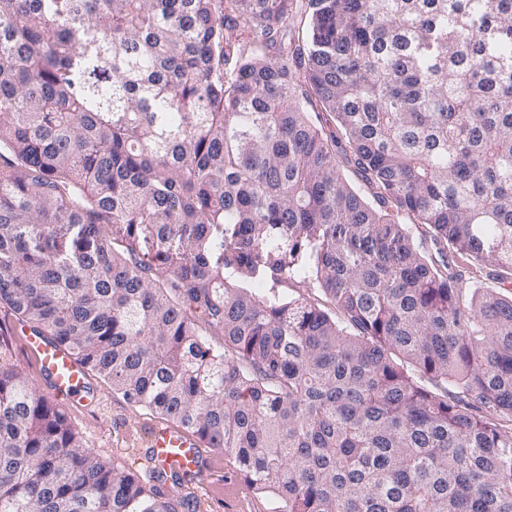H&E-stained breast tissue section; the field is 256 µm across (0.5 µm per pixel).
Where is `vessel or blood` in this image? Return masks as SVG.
Listing matches in <instances>:
<instances>
[{
  "label": "vessel or blood",
  "mask_w": 512,
  "mask_h": 512,
  "mask_svg": "<svg viewBox=\"0 0 512 512\" xmlns=\"http://www.w3.org/2000/svg\"><path fill=\"white\" fill-rule=\"evenodd\" d=\"M26 345L48 379L51 396L62 403L77 401L86 388V376L69 351L36 337L27 338ZM150 447L157 462L192 471L206 458L198 437L172 425L156 429Z\"/></svg>",
  "instance_id": "vessel-or-blood-1"
}]
</instances>
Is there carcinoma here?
Segmentation results:
<instances>
[{
  "mask_svg": "<svg viewBox=\"0 0 512 512\" xmlns=\"http://www.w3.org/2000/svg\"><path fill=\"white\" fill-rule=\"evenodd\" d=\"M0 304L276 512H512V0H0ZM190 477L0 366V512ZM424 226L421 224L412 226L410 234V243L412 248L422 256L438 257V252H448V255H455V249L452 244L448 241V244L444 241L436 240L428 232L424 231Z\"/></svg>",
  "mask_w": 512,
  "mask_h": 512,
  "instance_id": "carcinoma-1",
  "label": "carcinoma"
}]
</instances>
